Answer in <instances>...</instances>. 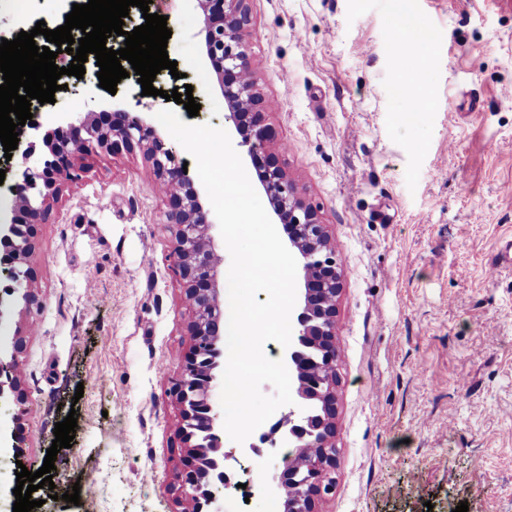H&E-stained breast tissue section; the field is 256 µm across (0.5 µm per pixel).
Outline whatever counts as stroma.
<instances>
[{"label":"stroma","mask_w":512,"mask_h":512,"mask_svg":"<svg viewBox=\"0 0 512 512\" xmlns=\"http://www.w3.org/2000/svg\"><path fill=\"white\" fill-rule=\"evenodd\" d=\"M251 72L272 101L281 159L317 206L336 247L338 464L318 512H512V263L490 262L512 236V0H410L433 40L405 81L403 22L390 0H251ZM167 52L146 96L61 76L37 118L114 107L156 113L191 84L209 123L239 144L204 52L197 0H170ZM428 110L411 111L419 95ZM83 180L61 186L35 225L25 263L38 308L0 305V357L17 360L20 457L0 453V512H13L15 470L36 472L68 413L77 427L34 512H180L183 451L169 395L192 343L183 284L169 269L166 204L141 151L81 154ZM24 330L23 348L11 340ZM238 489L221 512H279L285 451L225 440ZM94 475L95 495L63 500Z\"/></svg>","instance_id":"obj_1"}]
</instances>
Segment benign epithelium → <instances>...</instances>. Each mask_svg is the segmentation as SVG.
I'll return each mask as SVG.
<instances>
[{
    "mask_svg": "<svg viewBox=\"0 0 512 512\" xmlns=\"http://www.w3.org/2000/svg\"><path fill=\"white\" fill-rule=\"evenodd\" d=\"M203 13L205 54L217 75L229 119L247 148L258 172L262 189L289 246L295 250L303 270V307L289 346L290 359L298 381L300 400L313 395L321 403L317 424L300 414L280 419L259 441L276 444L275 435L288 427V446L304 441L314 453L304 466L284 461L277 478L278 492L291 490L287 512H317L316 500L332 490V472L337 454L333 442L336 433V301L342 289L340 265L329 246V235L316 208L305 202L300 188L288 179L278 157L269 152L276 131L268 123L271 102L253 90L249 58L251 46L245 38L253 25L250 0H197ZM41 124L27 121L19 131L21 169L11 186L13 219L0 226V247L8 283L0 286L3 297H18L26 305L37 304L29 285V272L21 269L32 249L33 227L45 220L46 203L62 183L80 180L81 169L75 157L93 148L117 153L144 150L151 162L155 185L166 201L164 223L173 239L169 255L171 267L184 287L192 314L189 333L192 345L184 358L182 371L171 387L179 406V436L185 448L176 474L179 503L194 502L201 512H214L216 498L210 483L203 482L210 453L223 443L210 402L215 375H200L204 351L202 340L219 342L224 335V306L220 282L224 277V255L214 242V220L204 202V193L179 161L145 113L116 109L108 122L85 117L69 118L47 130L42 142L48 158H34L35 144L27 140V130L37 131ZM16 363L0 362V396L5 389L18 392Z\"/></svg>",
    "mask_w": 512,
    "mask_h": 512,
    "instance_id": "obj_1",
    "label": "benign epithelium"
}]
</instances>
